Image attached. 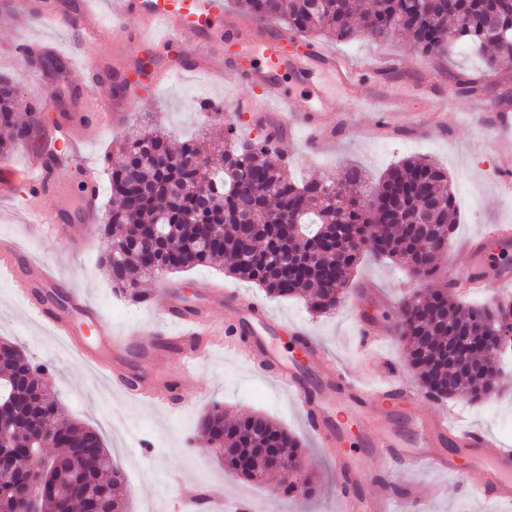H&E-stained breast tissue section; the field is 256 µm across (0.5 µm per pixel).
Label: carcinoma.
<instances>
[{"instance_id":"carcinoma-1","label":"carcinoma","mask_w":512,"mask_h":512,"mask_svg":"<svg viewBox=\"0 0 512 512\" xmlns=\"http://www.w3.org/2000/svg\"><path fill=\"white\" fill-rule=\"evenodd\" d=\"M245 7L258 20H284L294 33H319L339 43H385L406 34L420 54L431 57L460 43L472 45L487 53L486 67L477 75L452 74L465 97L483 96L495 75L512 71V0H245ZM18 102L16 89L0 80V157L46 125L44 113L31 111L26 124H15ZM207 109L224 126V144L209 155L191 140L172 141L149 122L120 139L109 168L112 210L103 225L113 287L140 300L136 285L144 275L224 264L229 276L257 284L272 298L303 294L313 311L327 313L341 303L350 273L366 252L424 282L438 276L441 251L425 250L419 242L455 230V195L443 167L404 158L385 172L373 198L346 196L345 186H363L358 168H345L339 180L298 182L288 163L263 147V139H238L237 121L200 105V111ZM282 209L294 215L286 226L250 218ZM187 214L193 223L184 221ZM424 300L426 314L417 320L401 311L405 328L398 331L421 389L441 400L486 398L495 389L497 360L512 350V334L500 341L496 355L469 356L466 365H455L449 357L454 332H486L495 308L464 306L452 288ZM0 353L8 371L0 377V401L12 400L20 426L0 438V453L42 441L60 448L40 512H73L74 497L85 487L92 488L97 512H126L120 468L97 430L73 421L51 440L44 434L58 407L44 388L50 367L8 340L0 341ZM200 433L209 444L231 440L240 456L259 439L290 458L300 447L265 415L230 422L218 405L204 415ZM27 483L20 470L0 476V512L25 510Z\"/></svg>"}]
</instances>
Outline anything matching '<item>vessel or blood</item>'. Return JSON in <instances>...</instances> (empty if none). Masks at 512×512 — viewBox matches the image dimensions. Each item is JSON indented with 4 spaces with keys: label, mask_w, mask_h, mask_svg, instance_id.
I'll use <instances>...</instances> for the list:
<instances>
[{
    "label": "vessel or blood",
    "mask_w": 512,
    "mask_h": 512,
    "mask_svg": "<svg viewBox=\"0 0 512 512\" xmlns=\"http://www.w3.org/2000/svg\"><path fill=\"white\" fill-rule=\"evenodd\" d=\"M130 19L136 20V28H127ZM70 22L86 36L100 34V16L87 0H79ZM112 33L125 40L133 60L126 72L132 87L142 83L136 62L150 52L157 58L155 79L183 72L212 73L223 77L226 84L247 85L248 93L234 102L235 111L252 113L265 124L271 113H296L315 142L337 136L340 126L330 117L340 111L346 98L382 102L375 124L366 131L368 137L386 139L403 134L395 120L403 109V100L386 88L395 69L394 60L377 57L368 61L367 67L376 79L370 89H363L355 79L357 66L346 57L324 48L291 50L287 37L267 32L251 17L227 14L224 0H112ZM201 43L211 45V52L196 53L194 47ZM95 72V84L85 89L95 121L62 119L27 167L0 166V198L13 202L12 215L18 222L43 223L47 219L42 203L47 194L75 193L78 202L59 209L47 221L68 237L76 231L88 233L93 224L101 177L86 163L84 149L102 125L121 119L111 97L98 93L99 85L112 81L110 65L99 63ZM282 73L289 74L302 88V95L278 89L275 80ZM62 173L69 175V183L59 181ZM511 243V225L489 224L477 246L483 249ZM2 270L9 273L28 311L53 334L65 339L71 352L99 378L124 395L169 408L181 381L148 372L127 373L123 366L105 362L100 349L122 358L173 364L185 372L198 356L210 352L220 341L225 352L288 393L319 441L342 446L352 434L368 435L374 439V451L384 460L414 470L465 476L469 494L498 506L512 504V448L464 424L456 412L419 415L414 409L415 394L407 385L391 381L374 386L364 383L342 371L313 338L303 336L301 328L289 330L296 339L294 349L299 356L284 362L270 342L280 322L236 290L212 291L207 305H186L176 293H168L161 309L166 331L118 335L82 292L61 282L56 268L34 261L15 243H0ZM492 273L503 282L512 279V268L492 271L476 259L453 285L461 294L480 291ZM450 444L456 447V454L447 453ZM340 494V512H390L395 499L385 487L371 499L357 496L349 484L341 488Z\"/></svg>",
    "instance_id": "b4317fda"
}]
</instances>
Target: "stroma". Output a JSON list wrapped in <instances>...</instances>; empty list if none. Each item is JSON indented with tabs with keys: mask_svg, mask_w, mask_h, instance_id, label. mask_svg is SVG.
Returning <instances> with one entry per match:
<instances>
[{
	"mask_svg": "<svg viewBox=\"0 0 512 512\" xmlns=\"http://www.w3.org/2000/svg\"><path fill=\"white\" fill-rule=\"evenodd\" d=\"M30 2L31 11L26 17L0 22V77L9 78L19 94L37 98L55 88L54 82L47 79L28 83L31 62L13 52L17 42L28 38L45 40L53 54L68 61L65 84L83 87L90 79L91 65L101 61L109 62L113 70L124 71L125 60L111 39L87 38L64 22L46 27L40 14L48 0ZM308 42L350 59L377 55L394 58L397 70L389 89L403 95L413 106L412 111L399 115L405 127L427 118L421 101L428 85H440L452 96L456 93L450 79L453 72L476 73L483 68L481 55L464 45L455 46L447 57L431 59L421 56L406 39L377 44L361 38L339 43L315 34ZM100 91L134 100L137 117H151L175 138L198 139L206 152L218 131L216 123L204 121L200 103L220 98L230 101L245 94L246 89L241 85L225 86L220 79L185 76L154 90L146 84L129 90L112 84L101 86ZM342 107L350 126L334 142L310 146L307 133L301 128L285 140L282 149L291 159L296 178L336 177L345 166L354 165L362 169L367 185L373 187L391 164L403 158L422 156L437 162L448 171L461 200L454 237L440 259L446 273L459 274L469 266L471 247L483 225L512 224V186H506L498 176L506 161L492 146L499 133L489 114L448 113V134L444 137L431 132L374 140L360 132L362 126L373 121V113L348 99L343 100ZM1 241L15 242L53 264L68 286L82 291L114 330L162 326L163 320L155 310L129 300L113 288L106 268L99 263L104 247L101 239L70 250L45 228L0 222ZM168 281L178 286L190 302L197 301L216 283L243 290L248 298L263 302L281 323L303 327L335 362L368 381L382 382L396 372L407 377L412 374L397 337H381L375 344L373 360H364L358 350L361 322L371 319L395 327L400 302L428 290L425 282L416 280L392 261L364 256L349 280L343 301L331 314L311 312L300 299L266 298L257 285L210 267L175 273L169 275ZM0 340L15 342L37 361L52 365L49 390L71 419L99 431L122 470L128 512H189L186 498L203 482L212 491L251 502L262 512H336V470L328 450L310 433L286 393L223 350H213L195 362L181 381L183 405L167 410L126 400L116 389L97 380L82 359L66 352L61 339L47 333L4 278H0ZM503 364L491 396L477 402L456 398L452 404L474 427L512 445V357H504ZM216 402L235 416L264 414L294 433L304 449V472L312 478L313 491L282 498L277 480L241 481L225 472L223 463L209 449L187 446L186 438L196 437L201 417ZM353 452L360 462L356 485L359 492L375 494L380 482L385 481L396 491L412 490L421 512H492L481 500L462 495L457 481L447 474L385 465L372 448L360 443Z\"/></svg>",
	"mask_w": 512,
	"mask_h": 512,
	"instance_id": "35a3bbf8",
	"label": "stroma"
}]
</instances>
